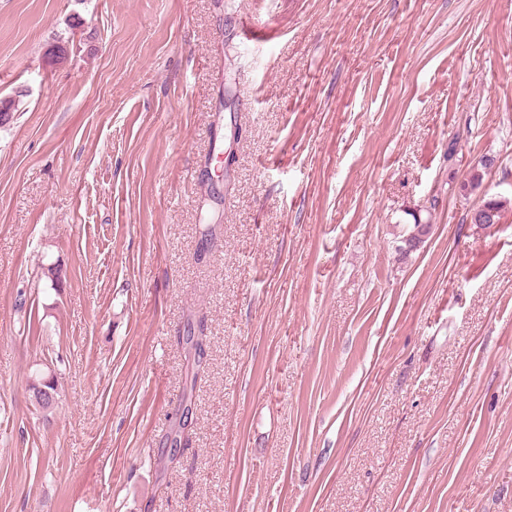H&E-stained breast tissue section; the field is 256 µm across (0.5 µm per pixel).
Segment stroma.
Returning <instances> with one entry per match:
<instances>
[{
  "instance_id": "stroma-1",
  "label": "stroma",
  "mask_w": 512,
  "mask_h": 512,
  "mask_svg": "<svg viewBox=\"0 0 512 512\" xmlns=\"http://www.w3.org/2000/svg\"><path fill=\"white\" fill-rule=\"evenodd\" d=\"M14 95L0 512H512V0H0ZM186 355H185V360L187 362V381H188V378L190 377V387H191V390H192V383L195 381L198 373H199V370L200 368L202 367L203 365V362H204V359H205V356H206V349H207V346H208V342H207V336L204 334V328H203V325H201V323L199 324V327H198V336H197V340H195V336L194 335H191V332H190V335L189 336H186ZM195 350V353L193 352ZM193 358V362L191 363L190 362V358Z\"/></svg>"
}]
</instances>
